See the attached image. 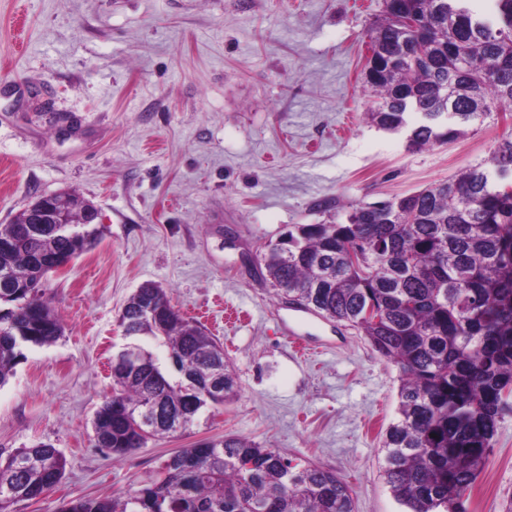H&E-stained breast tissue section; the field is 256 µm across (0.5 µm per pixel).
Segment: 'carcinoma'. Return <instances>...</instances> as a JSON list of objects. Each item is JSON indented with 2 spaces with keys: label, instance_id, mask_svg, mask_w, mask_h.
<instances>
[{
  "label": "carcinoma",
  "instance_id": "cac0c4a2",
  "mask_svg": "<svg viewBox=\"0 0 512 512\" xmlns=\"http://www.w3.org/2000/svg\"><path fill=\"white\" fill-rule=\"evenodd\" d=\"M489 23L465 0H384L368 32L377 64L365 82L378 129L406 133L418 150L454 142L512 103V0H492ZM423 24L426 41L402 19ZM418 115L414 123L408 115ZM512 137L487 160L414 194L356 204L330 224H292L288 248L261 256L277 294L365 336L400 372L397 418L387 428L384 477L406 512H467L465 502L512 396ZM0 224V387L24 348L54 343L60 319L39 285L55 266L92 249L94 224ZM120 325L129 351L112 365L113 392L95 411V445L121 458L153 435L187 431L204 406L235 395L223 348L183 317L159 286L127 299ZM169 349L171 380L138 340ZM0 459V491L36 501L61 482L65 456L50 444ZM60 512H354L335 471L294 462L239 436L170 457L158 477L123 496L76 498Z\"/></svg>",
  "mask_w": 512,
  "mask_h": 512
}]
</instances>
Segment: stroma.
Masks as SVG:
<instances>
[{
  "mask_svg": "<svg viewBox=\"0 0 512 512\" xmlns=\"http://www.w3.org/2000/svg\"><path fill=\"white\" fill-rule=\"evenodd\" d=\"M383 0H0V224L59 190L92 201L99 244L50 273L60 339L0 387V453L50 444L61 483L10 512H59L138 489L162 462L237 435L335 470L355 512H403L383 477L399 371L357 330L294 311L261 254L292 224L453 178L512 124L421 151L368 123L363 69ZM216 336L237 395L122 459L96 447L142 284ZM512 493V412L469 512Z\"/></svg>",
  "mask_w": 512,
  "mask_h": 512,
  "instance_id": "stroma-1",
  "label": "stroma"
}]
</instances>
